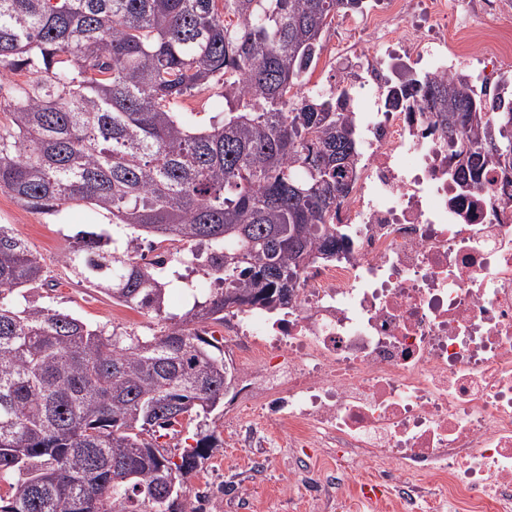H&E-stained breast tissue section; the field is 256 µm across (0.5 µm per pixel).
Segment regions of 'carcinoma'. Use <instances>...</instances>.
I'll use <instances>...</instances> for the list:
<instances>
[{
    "label": "carcinoma",
    "instance_id": "carcinoma-1",
    "mask_svg": "<svg viewBox=\"0 0 512 512\" xmlns=\"http://www.w3.org/2000/svg\"><path fill=\"white\" fill-rule=\"evenodd\" d=\"M361 4L0 0V78L25 73L0 99V192L110 215L61 261L163 321L140 336L40 303L41 255L0 224V512H187V482L221 444L206 434L175 461L146 435L224 403L233 374L209 323L287 306L283 290L345 239L331 216L359 175L353 98L308 83L327 26ZM385 84L386 107L432 114L457 187L512 172L511 82ZM213 85L224 111L191 123L184 101Z\"/></svg>",
    "mask_w": 512,
    "mask_h": 512
}]
</instances>
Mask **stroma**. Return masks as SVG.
<instances>
[{
    "label": "stroma",
    "mask_w": 512,
    "mask_h": 512,
    "mask_svg": "<svg viewBox=\"0 0 512 512\" xmlns=\"http://www.w3.org/2000/svg\"><path fill=\"white\" fill-rule=\"evenodd\" d=\"M90 220V207L74 205L68 209L67 224L59 225L54 215L31 211L0 192V224L11 225L44 260L49 276V286L42 291L44 304L123 332H159L162 323L158 318L112 302L78 282L64 267L63 252L72 236ZM210 433L221 446L202 460L189 482L187 502L191 512H241L236 500L225 495L228 487L243 488L248 512H345L341 504L308 501L303 484L289 483V474L298 467L315 468L335 458L348 468L351 485L356 488L372 479L377 467L376 461L340 456L332 448L289 447L286 433L262 417L255 398L239 401L233 409L221 406L202 423H186L178 430L164 431L157 443L173 456Z\"/></svg>",
    "instance_id": "35a3bbf8"
}]
</instances>
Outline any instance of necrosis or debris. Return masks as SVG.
<instances>
[{
    "mask_svg": "<svg viewBox=\"0 0 512 512\" xmlns=\"http://www.w3.org/2000/svg\"><path fill=\"white\" fill-rule=\"evenodd\" d=\"M427 75L453 68L444 0ZM382 64L352 84L361 177L333 218L340 259L304 271L282 319L241 314L236 346L292 448L379 463L355 512H512V175L463 193L429 113L385 110Z\"/></svg>",
    "mask_w": 512,
    "mask_h": 512,
    "instance_id": "1",
    "label": "necrosis or debris"
}]
</instances>
